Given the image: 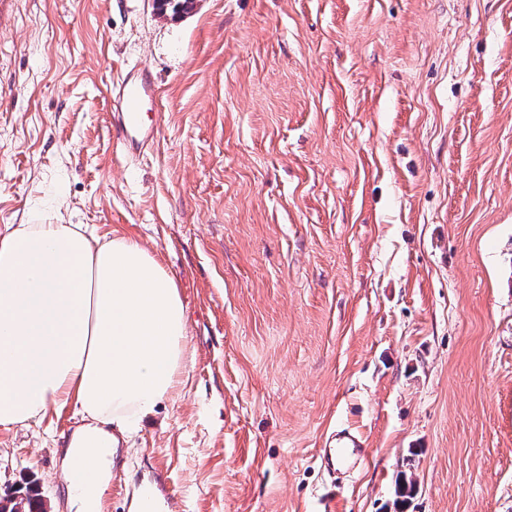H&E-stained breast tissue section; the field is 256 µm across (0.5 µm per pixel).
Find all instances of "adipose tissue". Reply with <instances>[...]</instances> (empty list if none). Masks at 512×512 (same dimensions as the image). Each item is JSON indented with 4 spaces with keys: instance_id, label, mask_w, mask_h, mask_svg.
<instances>
[{
    "instance_id": "adipose-tissue-1",
    "label": "adipose tissue",
    "mask_w": 512,
    "mask_h": 512,
    "mask_svg": "<svg viewBox=\"0 0 512 512\" xmlns=\"http://www.w3.org/2000/svg\"><path fill=\"white\" fill-rule=\"evenodd\" d=\"M177 282L135 238L82 224L0 231V425L73 406L68 465L93 481L72 492L97 512L114 432L131 434L187 375Z\"/></svg>"
}]
</instances>
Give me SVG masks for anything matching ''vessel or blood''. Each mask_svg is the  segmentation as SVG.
Wrapping results in <instances>:
<instances>
[{"label":"vessel or blood","instance_id":"b4317fda","mask_svg":"<svg viewBox=\"0 0 512 512\" xmlns=\"http://www.w3.org/2000/svg\"><path fill=\"white\" fill-rule=\"evenodd\" d=\"M158 84L151 70L134 66L111 91L112 125L124 156L134 158L154 143L158 128L144 123L141 109L145 104L156 102ZM364 436L347 427L338 428L327 437L323 457L333 470L340 471L357 466L364 457Z\"/></svg>","mask_w":512,"mask_h":512}]
</instances>
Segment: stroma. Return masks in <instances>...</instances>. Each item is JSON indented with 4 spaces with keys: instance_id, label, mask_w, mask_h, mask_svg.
<instances>
[{
    "instance_id": "1",
    "label": "stroma",
    "mask_w": 512,
    "mask_h": 512,
    "mask_svg": "<svg viewBox=\"0 0 512 512\" xmlns=\"http://www.w3.org/2000/svg\"><path fill=\"white\" fill-rule=\"evenodd\" d=\"M136 64L158 133L127 160ZM36 222L134 237L186 305V382L114 449L105 512H512V0H12L0 229ZM79 423L0 426V497L71 512ZM159 88L151 70L134 66L111 90L112 126L124 156L134 158L154 143L157 126L143 123L141 108L158 100ZM366 439L348 427H340L327 437L323 457L333 470L340 471L357 466L364 457Z\"/></svg>"
}]
</instances>
